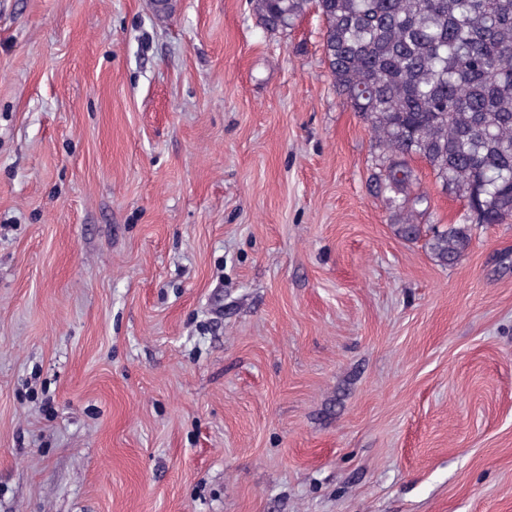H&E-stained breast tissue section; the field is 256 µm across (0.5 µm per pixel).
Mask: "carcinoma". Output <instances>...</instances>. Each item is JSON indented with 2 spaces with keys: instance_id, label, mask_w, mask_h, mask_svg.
Returning a JSON list of instances; mask_svg holds the SVG:
<instances>
[{
  "instance_id": "1",
  "label": "carcinoma",
  "mask_w": 512,
  "mask_h": 512,
  "mask_svg": "<svg viewBox=\"0 0 512 512\" xmlns=\"http://www.w3.org/2000/svg\"><path fill=\"white\" fill-rule=\"evenodd\" d=\"M258 24L285 32L310 9L336 94L373 135V192L422 236L431 198L410 160L424 161L464 202L460 222L428 226L436 262L454 266L473 226L512 219V0H249Z\"/></svg>"
}]
</instances>
